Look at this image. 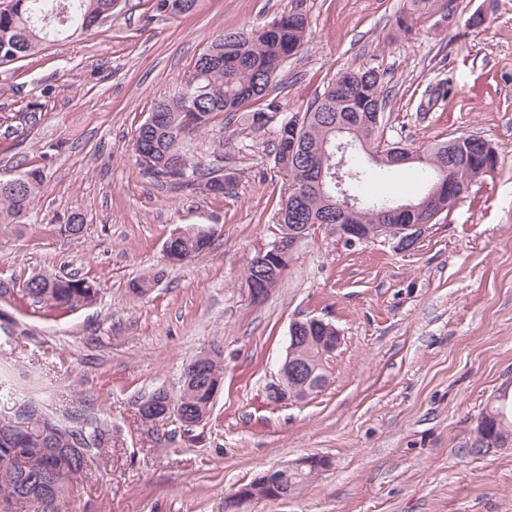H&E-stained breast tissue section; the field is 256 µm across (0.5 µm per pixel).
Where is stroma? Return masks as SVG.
<instances>
[{"label": "stroma", "mask_w": 512, "mask_h": 512, "mask_svg": "<svg viewBox=\"0 0 512 512\" xmlns=\"http://www.w3.org/2000/svg\"><path fill=\"white\" fill-rule=\"evenodd\" d=\"M404 0H197L168 17L122 0L111 20L0 66V114L39 104L34 127H0V178L43 170L35 219L0 229V420L29 403L68 425L98 421L106 445L66 485L68 512H224L256 476L317 454L330 466L284 500L238 512H512V445L475 452L482 411L512 390V0H458L452 21L396 31ZM301 11L311 26L270 95L278 119L304 112L336 73L375 66L393 104L384 137L426 147L476 134L499 150L448 215L407 252L353 247L325 229L302 240L260 304L244 270L279 230L288 190L271 129L234 121L230 194L159 189L131 151L153 105L177 91L217 34ZM80 238L64 234L70 215ZM203 225L211 247L168 265L165 242ZM164 275L147 295L128 285ZM93 281L96 304L36 305L44 272ZM318 317L340 332L314 398L266 397L289 327ZM219 350L224 385L200 439L141 422L138 404L176 395L184 367Z\"/></svg>", "instance_id": "obj_1"}]
</instances>
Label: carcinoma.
Masks as SVG:
<instances>
[{
	"instance_id": "obj_1",
	"label": "carcinoma",
	"mask_w": 512,
	"mask_h": 512,
	"mask_svg": "<svg viewBox=\"0 0 512 512\" xmlns=\"http://www.w3.org/2000/svg\"><path fill=\"white\" fill-rule=\"evenodd\" d=\"M114 0H9L11 7L0 8V65L36 55L49 37L67 32L89 31L99 19L112 17ZM409 8L396 18L403 33H412L415 25L443 10L455 14L457 0H408ZM195 0H154L160 14L178 16L193 10ZM310 27L308 16L300 11L283 13L270 23L246 30L217 35L196 60L180 89L157 102L153 111L160 120L143 123L133 137L135 158L144 154L152 165L141 169L153 181L170 190H211L214 167L203 165L194 142L206 139L212 153L227 164L230 153L224 150V128L237 113H249L251 127L274 128L275 164L288 176L287 196L281 200L280 224L287 231H310L336 221V140L346 137L359 141V148L347 157L344 191L362 201L349 222L361 229L382 223L383 208L399 202L392 196H375L365 186L386 169L378 161L388 157L402 143L382 142L384 114L392 104L383 86V74L375 67L350 66L336 73L323 93L291 120L274 122L280 105L267 99L269 88L289 58L297 55ZM192 97L196 122L186 128L181 113L186 96ZM40 106L0 116L11 128V121L33 127L40 120ZM418 174L422 180L448 175V163L456 162L474 170L486 158L497 160L487 140L462 134L445 142L414 150ZM19 186L0 185V224L21 227L31 220L36 198L41 193L43 172L30 170L20 176ZM212 233L202 227H189L169 239L165 253L169 264L181 263L206 251ZM160 272L148 271L130 284L137 296L149 293L160 281ZM26 293L36 302L69 308L97 300L98 288L86 279L43 273L26 282ZM324 331L310 330V339L289 342L288 355L308 363L315 370L319 386L288 387V398L305 400L317 395L328 383V361L320 346ZM224 382L221 354L209 353V361L190 378L182 377L177 398L165 397L155 403L160 411H169L183 428L188 442L197 439L191 423L206 421L213 409L215 395ZM106 430L100 424L67 426L28 405L15 418L0 420V503L6 506L26 504L34 512H65L64 479L81 474L88 459L104 442ZM512 439V397L502 393L482 412L477 426L475 449L504 444ZM329 466V460L315 455L303 458L286 469L264 473L248 486L263 494L266 486L286 499L295 495Z\"/></svg>"
}]
</instances>
